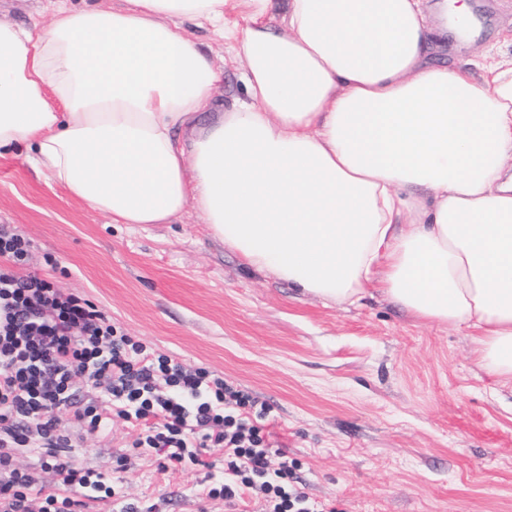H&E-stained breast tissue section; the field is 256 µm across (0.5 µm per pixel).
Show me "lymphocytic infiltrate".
I'll list each match as a JSON object with an SVG mask.
<instances>
[{
    "mask_svg": "<svg viewBox=\"0 0 512 512\" xmlns=\"http://www.w3.org/2000/svg\"><path fill=\"white\" fill-rule=\"evenodd\" d=\"M30 247L0 225V512H84L91 501L139 512L67 453L73 431L102 433L116 418L137 428L133 448L149 452L162 472L188 463L212 469L208 450L223 449L224 480L204 487L207 498L246 505L256 497L263 512H335L294 484L287 449L273 448L264 425L249 419L255 398L153 352L90 300L20 274ZM81 376L103 387L105 404L79 398ZM32 451L52 482L17 466L18 454Z\"/></svg>",
    "mask_w": 512,
    "mask_h": 512,
    "instance_id": "lymphocytic-infiltrate-1",
    "label": "lymphocytic infiltrate"
}]
</instances>
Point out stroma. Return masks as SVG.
Wrapping results in <instances>:
<instances>
[{"mask_svg": "<svg viewBox=\"0 0 512 512\" xmlns=\"http://www.w3.org/2000/svg\"><path fill=\"white\" fill-rule=\"evenodd\" d=\"M472 42L448 64L512 53V0H468ZM52 0H0V21L47 24ZM31 242L28 270L101 307L125 333L204 367L270 408L309 497L336 512H512V385L478 368L465 331L373 291L359 305L302 294L250 267L187 207L173 224H114L46 180L28 147L0 156V225ZM52 255L55 266L45 263ZM135 430L73 434L108 473ZM204 471L131 457L122 495L156 512H233L199 498Z\"/></svg>", "mask_w": 512, "mask_h": 512, "instance_id": "35a3bbf8", "label": "stroma"}]
</instances>
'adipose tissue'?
Masks as SVG:
<instances>
[{
    "mask_svg": "<svg viewBox=\"0 0 512 512\" xmlns=\"http://www.w3.org/2000/svg\"><path fill=\"white\" fill-rule=\"evenodd\" d=\"M114 0L0 21V153L115 224L187 206L252 266L354 303L379 284L417 318L473 331L512 382V59L443 57L467 0ZM233 10L245 26L228 23ZM209 27L244 99L181 29ZM239 73L240 70L232 62L228 61L225 67L224 63L222 64L221 80L218 82L215 89V97L218 103L224 105V88L226 90L228 85L233 87L238 96H245V88L242 80L239 78Z\"/></svg>",
    "mask_w": 512,
    "mask_h": 512,
    "instance_id": "1",
    "label": "adipose tissue"
}]
</instances>
